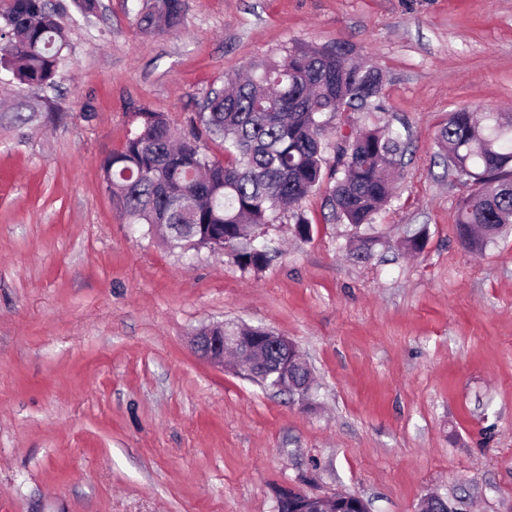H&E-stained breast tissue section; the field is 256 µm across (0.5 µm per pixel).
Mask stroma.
<instances>
[{
  "mask_svg": "<svg viewBox=\"0 0 512 512\" xmlns=\"http://www.w3.org/2000/svg\"><path fill=\"white\" fill-rule=\"evenodd\" d=\"M143 0L66 21L58 119L0 124V512H273L277 488L416 512H512V233L471 253L467 187L436 136L461 108L512 113V0H186L152 35ZM343 47L384 76L381 110L330 119L408 130L369 259L328 190L278 215L272 259L183 252L131 225L100 178L145 107L187 131L225 75L283 48ZM425 227L420 255L406 228ZM269 328L314 395L276 393L201 359L214 323Z\"/></svg>",
  "mask_w": 512,
  "mask_h": 512,
  "instance_id": "obj_1",
  "label": "stroma"
}]
</instances>
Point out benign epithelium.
Returning a JSON list of instances; mask_svg holds the SVG:
<instances>
[{
	"mask_svg": "<svg viewBox=\"0 0 512 512\" xmlns=\"http://www.w3.org/2000/svg\"><path fill=\"white\" fill-rule=\"evenodd\" d=\"M191 344L199 356L217 367L224 366V352L231 349L244 360L246 370L251 374L263 370L264 356L270 350L281 353V370H288L290 362L296 367L307 366L288 337L269 329L265 330L263 336H254L244 332L242 327L235 326L232 334L226 336L224 325H213L196 333ZM356 505L362 507V512H368L365 500L349 493L318 496L285 487L275 498V512H348L349 507Z\"/></svg>",
	"mask_w": 512,
	"mask_h": 512,
	"instance_id": "obj_1",
	"label": "benign epithelium"
}]
</instances>
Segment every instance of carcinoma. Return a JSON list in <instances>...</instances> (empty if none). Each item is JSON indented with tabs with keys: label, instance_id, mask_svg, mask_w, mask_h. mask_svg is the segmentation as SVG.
Returning a JSON list of instances; mask_svg holds the SVG:
<instances>
[{
	"label": "carcinoma",
	"instance_id": "cac0c4a2",
	"mask_svg": "<svg viewBox=\"0 0 512 512\" xmlns=\"http://www.w3.org/2000/svg\"><path fill=\"white\" fill-rule=\"evenodd\" d=\"M185 0H148L136 14L146 34L181 25ZM67 15L48 0H0V73L6 81L38 90L53 87L66 60ZM383 78L374 67L326 48L295 44L252 68L244 80L228 78L211 90L187 133L175 138L166 116L137 110L140 125L124 146L102 163L101 176L116 206L132 224L152 232L161 225L170 247L186 252L224 241L245 269L269 261L254 232L279 210L295 218V235L306 239L311 224L303 200L326 175L341 173L329 189L337 218L359 229L393 195L394 173L405 150L385 127L351 132L337 147V167L326 172L327 127L321 116L366 105L380 107ZM40 108L20 96L0 122L25 125ZM219 144L223 159L207 142ZM438 145L453 180L470 188L458 203L457 233L483 251L512 224V120H479L465 109L451 112ZM425 229L406 230L404 246L422 251Z\"/></svg>",
	"mask_w": 512,
	"mask_h": 512
}]
</instances>
